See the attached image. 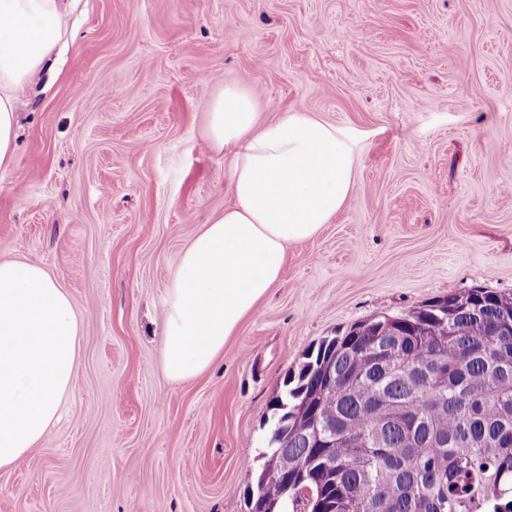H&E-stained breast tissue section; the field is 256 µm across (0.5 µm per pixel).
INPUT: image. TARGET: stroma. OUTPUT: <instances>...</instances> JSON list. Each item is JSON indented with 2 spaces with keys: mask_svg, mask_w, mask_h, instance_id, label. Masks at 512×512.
Here are the masks:
<instances>
[{
  "mask_svg": "<svg viewBox=\"0 0 512 512\" xmlns=\"http://www.w3.org/2000/svg\"><path fill=\"white\" fill-rule=\"evenodd\" d=\"M17 104L0 260L83 320L76 384L0 512H247L273 402L327 337L485 288L512 294V0H64ZM302 112L351 143L355 190L205 373L169 382L180 251L232 201L213 99Z\"/></svg>",
  "mask_w": 512,
  "mask_h": 512,
  "instance_id": "1",
  "label": "stroma"
}]
</instances>
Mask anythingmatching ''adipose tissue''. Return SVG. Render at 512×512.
Masks as SVG:
<instances>
[{
	"label": "adipose tissue",
	"instance_id": "adipose-tissue-1",
	"mask_svg": "<svg viewBox=\"0 0 512 512\" xmlns=\"http://www.w3.org/2000/svg\"><path fill=\"white\" fill-rule=\"evenodd\" d=\"M67 27L58 0H0V168L16 147L15 101ZM208 144L232 147L233 202L181 252L167 291V379L207 371L285 273L291 245L314 239L350 199L355 156L335 126L302 112L260 123L247 89L211 105ZM83 322L40 266L0 261V468L47 435L74 387Z\"/></svg>",
	"mask_w": 512,
	"mask_h": 512
}]
</instances>
